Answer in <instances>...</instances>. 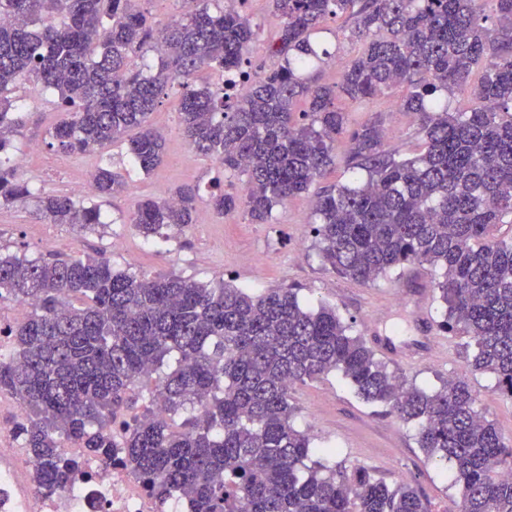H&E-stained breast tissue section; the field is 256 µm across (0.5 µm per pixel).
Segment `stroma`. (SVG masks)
<instances>
[{"label":"stroma","mask_w":512,"mask_h":512,"mask_svg":"<svg viewBox=\"0 0 512 512\" xmlns=\"http://www.w3.org/2000/svg\"><path fill=\"white\" fill-rule=\"evenodd\" d=\"M244 11L259 27L251 55L254 67L276 66L277 58L267 52L274 32L269 0H249ZM350 26L347 17L329 18L315 35L319 49L326 54L314 72L318 82H339L345 67L359 54L361 46L350 39ZM404 93V88L397 87L364 105L345 99L339 105L347 114L349 129L379 120L386 148L407 154L418 144L419 135L417 118L399 108ZM15 95L27 120L15 141L16 150L25 152L33 143L41 147L39 155L21 169V176L42 191L71 193L80 172L97 168L98 153L72 155L48 149V131L59 120V112L52 110L40 85L23 84ZM178 99V92L170 91L151 116L167 138L160 167L143 172L131 163L127 142L112 145V168L123 175L127 189L104 208L111 221L105 236L49 223L30 200L0 206V249L64 259L104 250L119 270L151 278L175 273L204 284L224 281L251 293L294 286L302 305L314 308L326 303L335 307L342 319L353 321L356 332L377 348L378 358L416 386L434 390L450 378L467 380L488 418L506 436H512V400L495 391L493 375L472 372L460 351L459 337L439 333L436 356L421 365L407 364L400 355L377 347L392 322H401L416 336L421 323L434 326L441 320L444 310L436 299L432 269L410 264L373 285L338 276L323 264L315 247L310 197H296L276 206L265 224L253 223L242 209L217 214L202 201L198 207L205 222L175 239L157 236L148 241L123 223V216L132 213L141 200L168 197L182 185L204 189L217 181L233 194L241 193L245 185V175L225 170L215 158L188 149L179 122ZM292 402L297 409L295 426L313 435L317 446L335 449L336 463L349 468L360 465L388 484L418 489L430 512H456L460 489L451 466L427 458L417 444L414 426L377 414L356 397L340 373L296 387Z\"/></svg>","instance_id":"obj_1"}]
</instances>
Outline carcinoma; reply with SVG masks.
Masks as SVG:
<instances>
[{
  "label": "carcinoma",
  "instance_id": "1",
  "mask_svg": "<svg viewBox=\"0 0 512 512\" xmlns=\"http://www.w3.org/2000/svg\"><path fill=\"white\" fill-rule=\"evenodd\" d=\"M139 2L0 0V15L14 20L0 25V206L35 198L50 223L93 231L106 225L97 199L124 188L106 164L91 199L36 192L20 176L11 158L24 117L10 94L25 81L55 92L61 118L48 148L95 152L135 129L129 154L147 173L165 149L149 117L179 87L189 148L247 178V195L218 188L209 206H242L259 223L336 166V136L347 130L337 97L359 103L405 86L400 109L419 116L421 150L386 149L376 121L352 131L349 164L365 178L315 193L316 248L333 272L367 284L406 264L434 268L439 327L466 337L472 370L494 375L512 399V236L496 235L512 224V0H270L269 51L282 63L233 102L224 85L193 81L204 68L243 70L257 36L243 9L182 0V19L158 28ZM344 14L362 52L339 85L314 84L304 76L319 57L311 34ZM160 35L155 72L131 70L130 57ZM466 91L473 106L450 111ZM298 100L304 123L294 119ZM172 198L141 201L124 223L146 239L164 228L183 234L196 223L199 189L180 186ZM6 299L32 304L0 329L13 340L0 357V396L22 406L13 431L39 494L66 490L81 472L70 446L88 461L120 458L160 508L176 500L190 512H429L416 489L330 463L335 449L295 427L292 389L339 372L365 403L416 424L427 455L454 464L459 512H512V439L470 385L408 382L353 323L331 307L301 306L291 286L251 295L173 273L117 272L102 254L1 252ZM153 377L144 413L121 419L133 387Z\"/></svg>",
  "mask_w": 512,
  "mask_h": 512
}]
</instances>
